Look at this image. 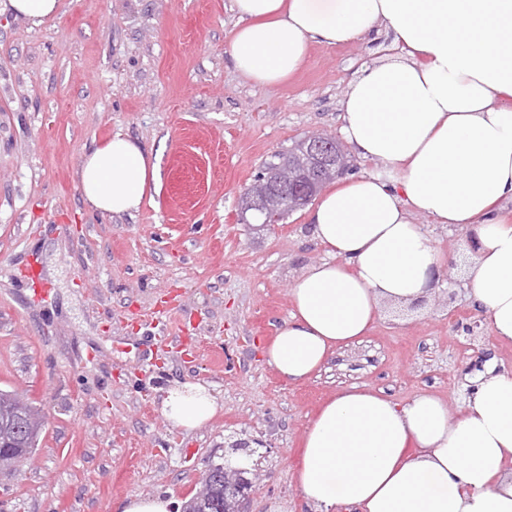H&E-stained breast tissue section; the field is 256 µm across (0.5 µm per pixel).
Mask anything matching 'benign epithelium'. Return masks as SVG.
Wrapping results in <instances>:
<instances>
[{"mask_svg": "<svg viewBox=\"0 0 512 512\" xmlns=\"http://www.w3.org/2000/svg\"><path fill=\"white\" fill-rule=\"evenodd\" d=\"M339 177L349 170L346 152L336 137L321 133L306 134L295 141L294 152L272 168L260 171L255 182L241 197V220L247 214L260 220V225L281 223L288 215L305 208L315 197L314 190L322 178L321 170ZM262 444L253 437H239L224 443V512H249L256 485L262 481L261 468L244 466L237 454H253L251 444Z\"/></svg>", "mask_w": 512, "mask_h": 512, "instance_id": "7a95c632", "label": "benign epithelium"}]
</instances>
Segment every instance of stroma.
<instances>
[{
    "mask_svg": "<svg viewBox=\"0 0 512 512\" xmlns=\"http://www.w3.org/2000/svg\"><path fill=\"white\" fill-rule=\"evenodd\" d=\"M232 0H59L41 24L0 13V390L45 423L33 464L0 473V512H118L131 495L183 503L224 438L262 440L250 512H312L294 480L306 428L342 389L404 404L428 390L458 419L466 364L512 370L467 292L461 230L419 215L453 258L422 303L389 309L315 376L284 382L264 357L292 311L295 276L326 254L308 210L270 227L238 200L270 153L310 131L339 136L341 100L386 40L311 44L278 85L235 69ZM121 133L160 157L140 209L90 210L77 170ZM39 268L42 298L22 277ZM186 335L189 345H170ZM201 383L220 407L200 429L161 414L164 390Z\"/></svg>",
    "mask_w": 512,
    "mask_h": 512,
    "instance_id": "1",
    "label": "stroma"
}]
</instances>
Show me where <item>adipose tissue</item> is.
Listing matches in <instances>:
<instances>
[{"label": "adipose tissue", "instance_id": "adipose-tissue-1", "mask_svg": "<svg viewBox=\"0 0 512 512\" xmlns=\"http://www.w3.org/2000/svg\"><path fill=\"white\" fill-rule=\"evenodd\" d=\"M229 42L244 77L274 85L310 44L390 37L393 54L362 69L342 101L341 134L382 171L324 192L311 221L326 260L293 281V311L266 347L289 383L334 347L364 336L385 305L438 288L445 260L415 224L423 214L463 231L470 296L512 342V0H233ZM95 211L130 214L159 181L155 159L122 134L83 155L77 172ZM219 408L203 384L167 391L161 412L193 431ZM294 479L314 512H512V371L486 362L461 416L423 392L404 405L356 386L311 422Z\"/></svg>", "mask_w": 512, "mask_h": 512}]
</instances>
